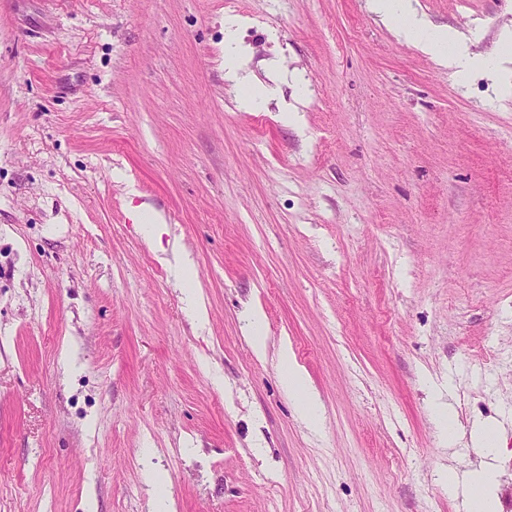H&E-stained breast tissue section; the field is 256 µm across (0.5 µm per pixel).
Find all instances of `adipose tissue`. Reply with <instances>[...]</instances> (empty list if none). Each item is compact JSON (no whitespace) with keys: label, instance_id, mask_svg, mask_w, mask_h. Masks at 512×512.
<instances>
[{"label":"adipose tissue","instance_id":"1","mask_svg":"<svg viewBox=\"0 0 512 512\" xmlns=\"http://www.w3.org/2000/svg\"><path fill=\"white\" fill-rule=\"evenodd\" d=\"M374 11L392 23L402 38L412 42L422 51L432 55L440 63L465 72L474 62L465 51L457 35L445 29H438L423 22L412 8L411 0H372ZM238 20L229 16L224 20L227 43L224 47V77L240 86L238 98L240 109L252 110L258 103L269 101L270 90L250 85L245 73L246 58L234 47ZM253 328V351L258 358L273 357L289 391L300 399L302 418L311 428H318L319 399L311 386L306 371L296 362L288 341H281L276 349H269L263 330V314L255 309L250 313Z\"/></svg>","mask_w":512,"mask_h":512}]
</instances>
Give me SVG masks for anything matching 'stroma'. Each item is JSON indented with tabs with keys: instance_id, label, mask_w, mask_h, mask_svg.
Returning <instances> with one entry per match:
<instances>
[{
	"instance_id": "stroma-1",
	"label": "stroma",
	"mask_w": 512,
	"mask_h": 512,
	"mask_svg": "<svg viewBox=\"0 0 512 512\" xmlns=\"http://www.w3.org/2000/svg\"><path fill=\"white\" fill-rule=\"evenodd\" d=\"M412 3L473 57L512 25V0ZM228 16L274 93L249 112ZM488 462L512 512V86L453 76L370 0H0V512H151L157 475L176 512H466L448 475ZM237 28L238 20L236 17L229 16L225 18L224 78L241 87L244 92L238 97V106L242 110L249 111L259 102H268L273 92L247 84L249 77L244 73L246 57L242 56L233 45ZM251 325L253 328V351L260 359H266L268 354L267 337L263 330V314L261 310L254 309L250 313ZM275 361L288 390L300 398V412L308 425L317 429L319 426V399L315 389L309 382L306 371L295 361L288 340H281L274 351Z\"/></svg>"
}]
</instances>
